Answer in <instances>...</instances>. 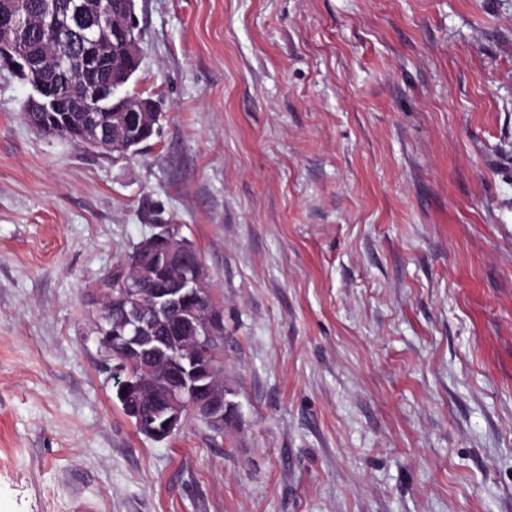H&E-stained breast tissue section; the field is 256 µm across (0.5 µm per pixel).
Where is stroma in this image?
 I'll return each instance as SVG.
<instances>
[{"instance_id":"1","label":"stroma","mask_w":512,"mask_h":512,"mask_svg":"<svg viewBox=\"0 0 512 512\" xmlns=\"http://www.w3.org/2000/svg\"><path fill=\"white\" fill-rule=\"evenodd\" d=\"M157 134L0 71V512H512V0H137ZM200 253L236 426L139 434L89 289ZM88 112H97L107 123L112 112H127L121 121L108 124L106 130L101 129L99 116H90L86 122V135L81 142V147L86 150L117 153L119 156H124L142 143L140 132L152 125L154 120L148 103L142 99L126 98L125 103H117L112 112H99L98 109Z\"/></svg>"}]
</instances>
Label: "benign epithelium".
Returning <instances> with one entry per match:
<instances>
[{
	"mask_svg": "<svg viewBox=\"0 0 512 512\" xmlns=\"http://www.w3.org/2000/svg\"><path fill=\"white\" fill-rule=\"evenodd\" d=\"M26 0H0V30L28 26ZM74 25L81 36L94 32L106 41L114 37L128 42L129 32L138 29L134 2L124 0L118 9H109L103 0L79 3ZM32 58L10 41L0 39V63L10 70L27 66ZM114 111L125 117L101 129V119L91 116L81 147L125 155L142 143L141 131L152 125L154 114L142 99H125ZM158 231L138 244L141 259L124 266L117 287L130 294L148 293L147 303L127 305L125 297L114 298L118 312L110 318L97 307V289L88 291V303L96 308L94 333L105 362L114 368L129 366L140 373L138 382L119 389L127 410L147 437L162 440L180 430L190 418L202 420L211 430L222 433L238 418L237 405L226 398L224 385L217 382L221 364L201 347L224 339V320L202 301L198 288L201 275L198 254L178 234L175 224H158ZM158 280L163 288L145 290L147 281ZM176 314L173 330L179 334L181 351L170 354L168 337L155 335L157 323ZM166 359L162 379L155 377L157 363Z\"/></svg>",
	"mask_w": 512,
	"mask_h": 512,
	"instance_id": "benign-epithelium-1",
	"label": "benign epithelium"
}]
</instances>
